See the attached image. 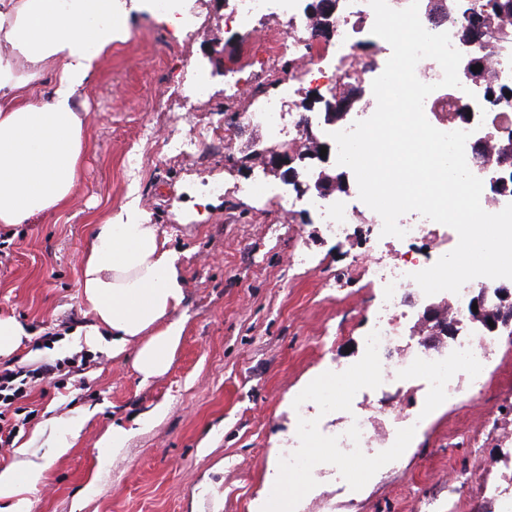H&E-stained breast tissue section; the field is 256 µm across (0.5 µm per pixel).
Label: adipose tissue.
<instances>
[{
    "label": "adipose tissue",
    "instance_id": "obj_1",
    "mask_svg": "<svg viewBox=\"0 0 512 512\" xmlns=\"http://www.w3.org/2000/svg\"><path fill=\"white\" fill-rule=\"evenodd\" d=\"M143 0H0V224L64 210L81 185L88 115L80 95L101 56L126 37ZM94 323L84 341L132 353L142 381L165 373L182 338L179 254L137 197L95 222L79 264ZM43 465L0 468V501L23 512Z\"/></svg>",
    "mask_w": 512,
    "mask_h": 512
}]
</instances>
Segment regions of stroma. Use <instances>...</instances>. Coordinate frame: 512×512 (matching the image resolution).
I'll use <instances>...</instances> for the list:
<instances>
[{"label":"stroma","mask_w":512,"mask_h":512,"mask_svg":"<svg viewBox=\"0 0 512 512\" xmlns=\"http://www.w3.org/2000/svg\"><path fill=\"white\" fill-rule=\"evenodd\" d=\"M198 10L200 30L186 42L158 19L130 16V40L113 45L82 93L90 148L77 194L39 223L0 226V316L30 334L12 364L89 353L63 388L32 384V420L13 447H0V467L22 445L45 467L25 494L26 512H255L269 465L288 446L295 397L329 363L356 361L373 320L376 290L364 269L383 248H364L358 236L328 239L314 215H285L276 199L243 194L253 170L228 165L222 133L235 136L239 156L253 144L274 147L239 120L250 101L226 106L218 77L207 97L181 92L211 48L223 49L225 66L247 61L250 34L225 32L217 0ZM176 112L182 132L216 136L178 158L154 159L142 130L159 141L172 136ZM214 180L223 194L208 193ZM133 185L179 252L186 288L181 344L168 371L145 384L130 354L86 347L93 319L78 284L91 220L119 208ZM47 326L60 339L45 348L37 338ZM492 360L483 390L436 400L397 458L369 461L363 477L343 482L322 471L298 512H502L492 488L497 466L512 462V346ZM71 423L79 435L56 454ZM115 425L129 432L118 449L103 441ZM459 471L470 481L452 510L448 480Z\"/></svg>","instance_id":"35a3bbf8"}]
</instances>
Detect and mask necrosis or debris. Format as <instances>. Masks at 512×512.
<instances>
[{"instance_id":"4bbe7bcc","label":"necrosis or debris","mask_w":512,"mask_h":512,"mask_svg":"<svg viewBox=\"0 0 512 512\" xmlns=\"http://www.w3.org/2000/svg\"><path fill=\"white\" fill-rule=\"evenodd\" d=\"M341 2L333 42L328 47L315 44L313 17L304 0H233L231 11L224 17L225 26L249 32L254 31L255 21L261 16L275 14L287 21V38L257 41L250 49V58L259 65L290 58L296 68L284 80L281 95L263 98L245 113L244 120L246 124L265 127L274 138L295 150L303 147V126L318 128L325 135L335 130L334 124L326 121L321 105L300 113L298 118H287L284 99L292 95L296 85L308 84L331 96L353 94V120L367 119L374 112L372 83L384 70L392 50L372 33L375 15L368 0ZM474 2L445 0L444 10L439 11L431 0H419L424 28L432 33H449L453 47L463 58L458 69L460 87L441 86L442 68L430 58L417 64L416 75L420 81L436 86L424 102L427 120L444 132H468L466 160L471 172L483 182L481 206L486 212L496 213L512 203V159L497 153L501 144L512 141V103L502 99L503 93L512 91V21L497 22L489 29L482 40L487 48L479 50V43L467 36L460 24L463 12ZM477 63L482 66V76L475 79L470 69ZM317 179L316 163L306 161L296 176L293 195L284 198L286 207L306 202L319 211L327 232L339 239L348 238L350 225H368L373 238L396 249L391 259L365 269L370 283L379 290L378 318L362 341L363 364L374 370L365 378V385L382 390L405 384L421 374L430 397L457 400L481 390L491 351L500 335L473 326L469 313L474 296L479 294L484 295L488 306L497 305L494 280L473 279L453 295L450 315L457 322V334L437 356L418 347L397 353L396 348L404 339L402 323L413 309L407 295L419 290L412 275L432 264L427 256L407 257L404 249L425 239L436 247L447 245L449 228L411 212L398 221L404 237L382 235L383 222L376 212L365 207L356 213L344 198L314 194L311 186ZM353 375V370L336 367L300 394L295 435L283 459V467L296 485L308 483L327 466H338L352 458L396 457L399 449L407 447L409 437L421 428L424 414L420 411L405 413L391 433L378 442L373 439L367 419L357 411L342 416L336 426H328L327 420L337 407L336 393ZM317 441L331 448L330 456L314 459L307 455V448Z\"/></svg>"}]
</instances>
